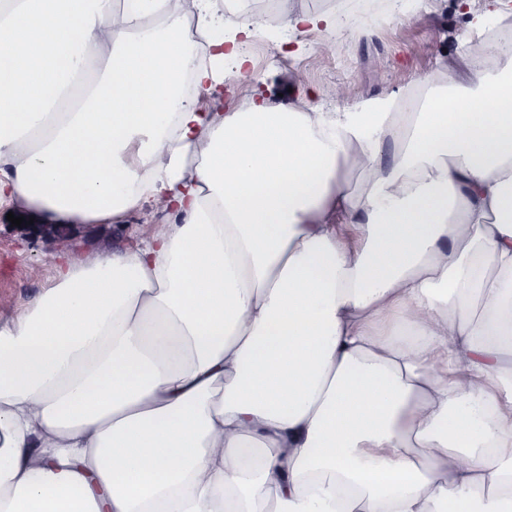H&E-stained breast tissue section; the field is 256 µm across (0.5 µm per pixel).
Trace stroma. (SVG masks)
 I'll return each mask as SVG.
<instances>
[{"label":"stroma","mask_w":512,"mask_h":512,"mask_svg":"<svg viewBox=\"0 0 512 512\" xmlns=\"http://www.w3.org/2000/svg\"><path fill=\"white\" fill-rule=\"evenodd\" d=\"M459 2L430 0L423 7L418 0H406L409 22L399 21L391 8L380 20L363 22L362 34L343 44L316 32L292 43L279 21H263L259 40L264 50L254 56V72L240 76L225 67L224 82L208 108L223 113L246 110L258 90L296 105L331 108L341 85L348 86L350 103H370L394 92L408 95L418 77L445 70L452 71L458 88H467L474 64L465 56L464 38L471 35L472 16L484 12L486 0H472L467 9ZM7 213L0 208V297L11 299L15 314L52 279L59 257L78 261L86 249L98 255L120 252L163 224L162 212L147 206L125 224L28 234L11 225Z\"/></svg>","instance_id":"35a3bbf8"}]
</instances>
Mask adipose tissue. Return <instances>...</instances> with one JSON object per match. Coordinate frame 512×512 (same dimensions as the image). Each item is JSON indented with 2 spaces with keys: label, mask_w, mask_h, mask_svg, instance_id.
<instances>
[{
  "label": "adipose tissue",
  "mask_w": 512,
  "mask_h": 512,
  "mask_svg": "<svg viewBox=\"0 0 512 512\" xmlns=\"http://www.w3.org/2000/svg\"><path fill=\"white\" fill-rule=\"evenodd\" d=\"M254 35L217 0H0V206L168 218L0 323V512H512V57L404 129L396 94L201 109Z\"/></svg>",
  "instance_id": "1"
}]
</instances>
